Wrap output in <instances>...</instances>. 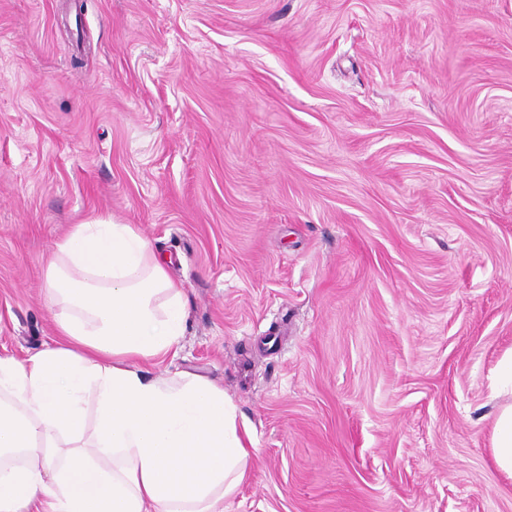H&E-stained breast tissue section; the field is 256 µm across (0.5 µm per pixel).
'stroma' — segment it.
Masks as SVG:
<instances>
[{
    "instance_id": "35a3bbf8",
    "label": "stroma",
    "mask_w": 512,
    "mask_h": 512,
    "mask_svg": "<svg viewBox=\"0 0 512 512\" xmlns=\"http://www.w3.org/2000/svg\"><path fill=\"white\" fill-rule=\"evenodd\" d=\"M139 228L254 451L224 512H512V0H0V355ZM492 451L497 466L512 475V399L499 406L493 426Z\"/></svg>"
}]
</instances>
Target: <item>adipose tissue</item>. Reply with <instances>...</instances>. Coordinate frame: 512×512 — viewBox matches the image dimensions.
Returning a JSON list of instances; mask_svg holds the SVG:
<instances>
[{"instance_id":"1","label":"adipose tissue","mask_w":512,"mask_h":512,"mask_svg":"<svg viewBox=\"0 0 512 512\" xmlns=\"http://www.w3.org/2000/svg\"><path fill=\"white\" fill-rule=\"evenodd\" d=\"M165 263L108 216L52 244L59 339L23 361L0 356V512H224L248 471L247 422L202 376L140 368L188 326Z\"/></svg>"}]
</instances>
